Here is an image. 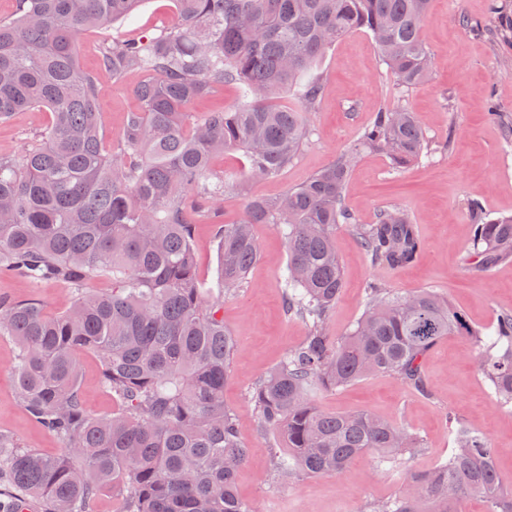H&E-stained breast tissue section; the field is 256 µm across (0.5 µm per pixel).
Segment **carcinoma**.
Instances as JSON below:
<instances>
[{"mask_svg":"<svg viewBox=\"0 0 512 512\" xmlns=\"http://www.w3.org/2000/svg\"><path fill=\"white\" fill-rule=\"evenodd\" d=\"M143 0H15L0 19V121L45 108L52 121L20 158L0 155V272L32 283L63 281L75 301L49 315L37 299L0 296V335L18 346L15 383L27 412L62 445L44 456L0 433V508L38 500L44 512H96L102 490L121 512H256L236 479L250 448L224 406L235 339L222 300H205L193 250L195 225H215L216 287L239 290L260 258L253 231L269 224L287 242V314L309 328L250 399L258 430L271 433L274 475L289 481L342 473L361 453L404 477L401 495L367 512H458L479 496L489 512H512L490 439L450 421L454 448L427 469L406 461L423 439L368 411L325 412L314 395L385 375L432 400L423 362L445 337L474 340L478 370L499 405L512 411V311H502L490 341L465 314L429 288L396 294L383 280L365 287V310L345 336L332 337L330 314L344 286L336 227L354 224L345 202L361 152L384 153L396 167L430 146L413 113L396 104L376 113L359 140L326 168L281 197L250 198L237 224L221 222L224 191L242 185L213 167L238 150L247 178L279 176L307 143L323 91L315 73L342 36L368 32L399 89L429 75L422 28L431 0H172L176 22L138 39L99 46L83 70L77 41L91 28L129 19ZM512 44V0H494L482 27ZM135 75L137 110L126 114L115 147L105 143L97 109L100 83ZM239 86L242 104L188 120V108L217 86ZM292 93L296 107L274 103ZM475 235L469 270L512 260V217L491 219L469 205ZM370 265L394 271L422 250L419 226L387 207L373 224H355ZM108 278L112 288L90 291ZM100 359V386L117 402L106 417L85 408L80 355Z\"/></svg>","mask_w":512,"mask_h":512,"instance_id":"cac0c4a2","label":"carcinoma"}]
</instances>
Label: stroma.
Segmentation results:
<instances>
[{
	"instance_id": "35a3bbf8",
	"label": "stroma",
	"mask_w": 512,
	"mask_h": 512,
	"mask_svg": "<svg viewBox=\"0 0 512 512\" xmlns=\"http://www.w3.org/2000/svg\"><path fill=\"white\" fill-rule=\"evenodd\" d=\"M491 13V0H432L423 26L431 53L427 81L403 92L377 54L369 33L359 30L339 38L324 54L319 71L325 82L312 116L308 143L279 177L247 182L243 191L224 194L223 221L238 222L247 198H275L327 167L353 145L376 112L402 102L415 112L428 140L429 156L394 167L382 154L358 157L349 176L346 202L357 223H372L379 209L397 205L420 226L424 250L419 262L399 271L378 272L366 258L351 226L340 225L336 240L344 288L329 321L332 335L348 333L365 309L364 288L375 278L405 294L430 288L463 312L483 338L493 334L498 313L512 310V261L476 276L467 265L474 226L468 215L477 202L492 218L512 216V145L505 144L492 108L512 113V50L492 46L476 31ZM467 16L469 26L458 19ZM172 0H145L134 19L114 25L107 34L141 38L168 25ZM105 32L84 33L78 42L85 69L98 65L97 44ZM136 77L101 83L98 107L109 142H118L127 112L139 101ZM48 110L16 113L0 122V155L21 157L50 123ZM261 255L244 288L224 297V325L236 341L231 374L224 385V404L238 419L250 454L238 472L237 492L257 512H364L366 505L398 495L400 476L382 469L375 453L359 455L342 474L310 477L295 483L274 478L268 450L274 439L260 435L248 392L252 383L274 370L285 353L307 334L306 325L288 317L283 307L287 245L270 225L255 227ZM0 294L22 300L39 298L48 314L70 308L73 294L65 283L32 285L0 274ZM478 349L462 336L444 338L424 360L434 400L423 399L396 380L376 375L340 390L318 394L315 403L331 412L366 410L417 431L425 441L422 454L410 460L426 468L447 457L453 446L447 416L455 414L486 434L498 450V470L512 486V412L502 410L477 369ZM16 347L0 336V432L11 433L27 448L58 454L60 443L45 433L17 398L14 383ZM81 391L93 415L115 411L99 387L100 361L82 354Z\"/></svg>"
}]
</instances>
